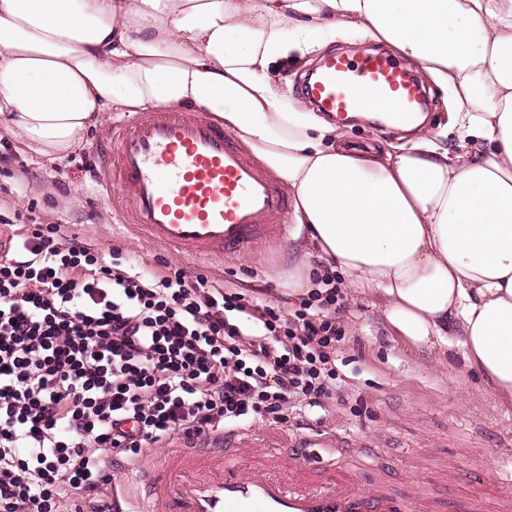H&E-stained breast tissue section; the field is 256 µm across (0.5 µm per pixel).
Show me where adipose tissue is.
<instances>
[{
  "instance_id": "obj_1",
  "label": "adipose tissue",
  "mask_w": 512,
  "mask_h": 512,
  "mask_svg": "<svg viewBox=\"0 0 512 512\" xmlns=\"http://www.w3.org/2000/svg\"><path fill=\"white\" fill-rule=\"evenodd\" d=\"M350 29L416 61L468 146L365 148L277 76ZM204 113L406 345L457 347L512 406V0H0V130L55 162L106 113Z\"/></svg>"
}]
</instances>
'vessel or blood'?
<instances>
[{
	"label": "vessel or blood",
	"instance_id": "vessel-or-blood-1",
	"mask_svg": "<svg viewBox=\"0 0 512 512\" xmlns=\"http://www.w3.org/2000/svg\"><path fill=\"white\" fill-rule=\"evenodd\" d=\"M304 91L320 111L385 112L412 119L425 90L408 64L385 54L323 56ZM104 159L119 187L124 221L154 243L199 260L288 239L289 199L278 179L223 128L173 109L113 127ZM332 457L314 460L303 442L259 450L235 434L185 447L150 471L142 512H512V489L496 485L449 504L445 494H409L391 463L376 464L359 488L345 437L330 435Z\"/></svg>",
	"mask_w": 512,
	"mask_h": 512
}]
</instances>
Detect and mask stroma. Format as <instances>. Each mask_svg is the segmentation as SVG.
<instances>
[{"label":"stroma","instance_id":"obj_1","mask_svg":"<svg viewBox=\"0 0 512 512\" xmlns=\"http://www.w3.org/2000/svg\"><path fill=\"white\" fill-rule=\"evenodd\" d=\"M121 114L107 113L103 131L54 163L24 152L11 134L0 135L11 157L0 165V215L8 226L0 236L24 232L29 223L60 225L63 236H78L103 256L120 250L123 258L147 272L161 265L182 269L188 280L203 275L225 291L243 292L290 314L294 295L282 274L294 253L295 239L217 261L179 256L136 235L114 208V188L102 163L100 147ZM346 341L336 354L339 377L330 399L305 409L303 425L259 420L248 434L316 440L334 430L349 438L357 454L356 472L368 481L374 466L362 453L365 439L396 449V463L410 467L420 483L439 486L442 470L458 481L445 485L449 498L466 496L479 482H491L512 471V407H501L467 368L459 350L446 363L435 355L407 348L393 334L378 303L344 299L337 315Z\"/></svg>","mask_w":512,"mask_h":512}]
</instances>
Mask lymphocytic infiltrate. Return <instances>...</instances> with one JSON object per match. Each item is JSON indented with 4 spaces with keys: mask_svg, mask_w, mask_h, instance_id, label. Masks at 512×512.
<instances>
[{
    "mask_svg": "<svg viewBox=\"0 0 512 512\" xmlns=\"http://www.w3.org/2000/svg\"><path fill=\"white\" fill-rule=\"evenodd\" d=\"M59 225L0 245V512H112L117 459L192 445L336 384L333 272L289 318L170 269L101 264Z\"/></svg>",
    "mask_w": 512,
    "mask_h": 512,
    "instance_id": "1",
    "label": "lymphocytic infiltrate"
}]
</instances>
